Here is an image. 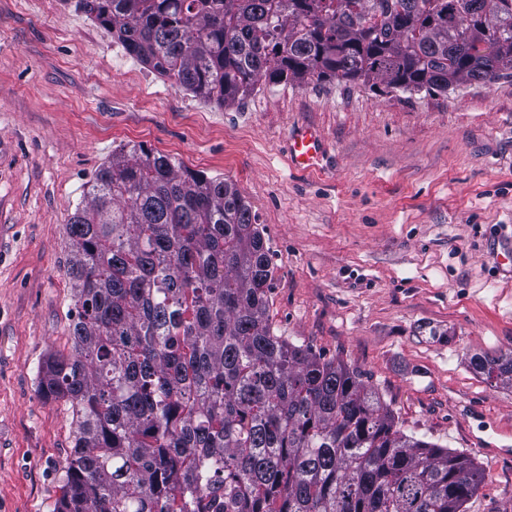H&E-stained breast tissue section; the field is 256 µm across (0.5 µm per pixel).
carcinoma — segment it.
<instances>
[{"mask_svg":"<svg viewBox=\"0 0 512 512\" xmlns=\"http://www.w3.org/2000/svg\"><path fill=\"white\" fill-rule=\"evenodd\" d=\"M78 0L126 54L220 104L261 80L446 93L512 77V0ZM74 353L56 512H464L471 456L405 434L361 374L274 333L273 268L236 186L142 145L67 224ZM512 386V350L472 360Z\"/></svg>","mask_w":512,"mask_h":512,"instance_id":"carcinoma-1","label":"carcinoma"}]
</instances>
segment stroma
<instances>
[{
    "instance_id": "1",
    "label": "stroma",
    "mask_w": 512,
    "mask_h": 512,
    "mask_svg": "<svg viewBox=\"0 0 512 512\" xmlns=\"http://www.w3.org/2000/svg\"><path fill=\"white\" fill-rule=\"evenodd\" d=\"M321 136L316 170L290 137ZM142 144L236 185L274 270L276 335L360 371L406 434L512 512V78L448 93L261 81L219 106L128 57L77 0H0V512H55L76 424L38 371L74 351L66 226L94 171ZM472 365L492 387L512 386V350L495 356H475Z\"/></svg>"
}]
</instances>
